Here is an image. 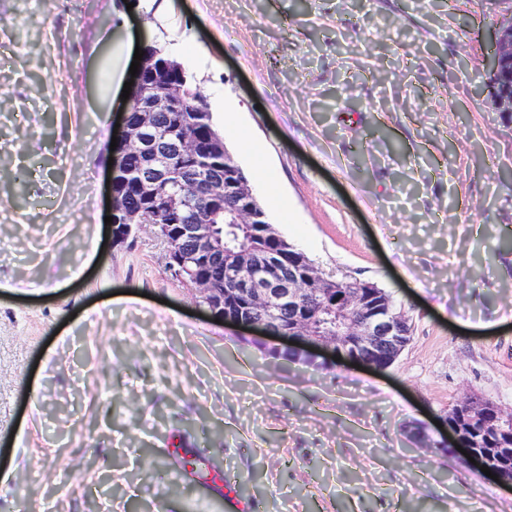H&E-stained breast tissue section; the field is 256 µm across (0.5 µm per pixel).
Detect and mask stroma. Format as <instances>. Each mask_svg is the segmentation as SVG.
Masks as SVG:
<instances>
[{
	"mask_svg": "<svg viewBox=\"0 0 512 512\" xmlns=\"http://www.w3.org/2000/svg\"><path fill=\"white\" fill-rule=\"evenodd\" d=\"M185 62L234 161L319 268L392 292L377 372L266 356L207 318L152 228L104 219L114 10ZM501 0H0V512H512L437 448L471 395L512 414V120L482 77ZM28 177L19 180L18 169ZM206 465L202 461H196L186 466L185 474L190 479H197L201 482L208 495H213L233 503L240 512H253L254 506L249 502H242L234 497L230 484L225 482L224 473L210 472L206 476Z\"/></svg>",
	"mask_w": 512,
	"mask_h": 512,
	"instance_id": "1",
	"label": "stroma"
}]
</instances>
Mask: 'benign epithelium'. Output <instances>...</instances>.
Wrapping results in <instances>:
<instances>
[{
	"instance_id": "7a95c632",
	"label": "benign epithelium",
	"mask_w": 512,
	"mask_h": 512,
	"mask_svg": "<svg viewBox=\"0 0 512 512\" xmlns=\"http://www.w3.org/2000/svg\"><path fill=\"white\" fill-rule=\"evenodd\" d=\"M152 84L162 86V92L139 102L135 109L125 105L119 140L123 165L112 166L108 175L112 241L120 244L133 230L151 225L153 233L167 245V262L173 273L182 281L191 282L200 294L198 307L213 320L252 332L262 349L267 346L263 341L267 337L288 341L287 352L306 365L316 364L317 352L325 350L375 370L389 368L408 344L409 318L402 311L392 310L373 283H358L353 289L337 287L305 257L288 260L270 251L257 263L224 266L225 274L237 288L229 291L212 286L205 270L224 255V235L205 210L196 211L194 223H182L183 208L197 195L198 185L188 178L180 183L178 194L162 199L157 196V185L171 176L166 164L168 158L191 161L202 155L218 158L224 154V140L206 125L197 138L187 139L175 127L161 124L162 119L173 117L176 106L186 98L187 80L181 65L144 54L132 91L142 89L147 94ZM484 84L490 88L497 111L512 119V15L494 30ZM130 187L141 200L138 208H128L120 202ZM208 188L217 199L224 198L226 188L245 204L255 198L248 178L239 167H213ZM155 212L163 216L165 223H151ZM198 237L203 238L202 245L192 250L185 248L186 242ZM303 294L318 299L338 316L352 310L361 312V321L347 324L346 344L341 345L336 337L323 336L313 329L308 311L299 302ZM458 403L467 407L468 418L453 420L455 411L451 409L440 417L447 437L437 443V448L458 457L466 466L471 465L469 458H474L476 469L489 468L498 476L499 484L512 488V475L505 468L507 464L512 465V447L497 448L490 453L468 445L466 434L475 422L486 416L505 427L512 425V417L499 411L491 413L483 403L472 398H462ZM458 445L462 450L456 449ZM464 450L470 457L462 454Z\"/></svg>"
}]
</instances>
